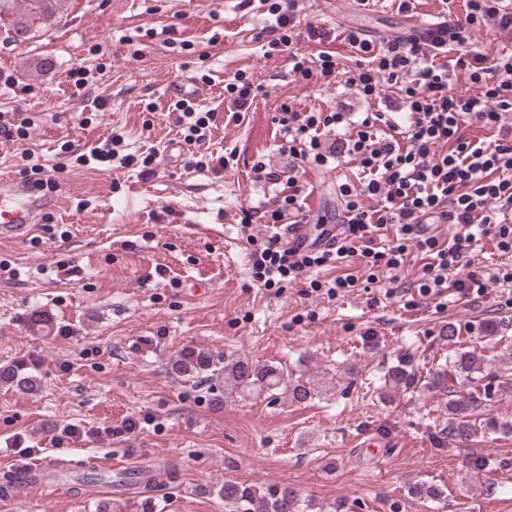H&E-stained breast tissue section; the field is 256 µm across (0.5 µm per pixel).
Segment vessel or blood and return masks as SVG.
I'll return each mask as SVG.
<instances>
[{
    "mask_svg": "<svg viewBox=\"0 0 512 512\" xmlns=\"http://www.w3.org/2000/svg\"><path fill=\"white\" fill-rule=\"evenodd\" d=\"M406 26L420 35L421 39L433 42L444 35L445 24L441 21L425 22L410 16ZM47 206L44 199L31 194L27 182L20 178H11L0 185V239L22 240L30 237L38 222L39 215ZM83 462L76 460L61 461L50 458L37 468H21L10 471L4 479L6 486L11 488L32 489L40 493L50 494L57 491V484L47 479L50 471L84 470Z\"/></svg>",
    "mask_w": 512,
    "mask_h": 512,
    "instance_id": "1",
    "label": "vessel or blood"
}]
</instances>
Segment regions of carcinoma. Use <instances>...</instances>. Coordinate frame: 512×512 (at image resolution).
<instances>
[{
    "label": "carcinoma",
    "instance_id": "obj_1",
    "mask_svg": "<svg viewBox=\"0 0 512 512\" xmlns=\"http://www.w3.org/2000/svg\"><path fill=\"white\" fill-rule=\"evenodd\" d=\"M15 0H0V15L12 13L10 30L28 40L38 27L51 24L63 8L64 0H24L25 7L19 13L14 11ZM488 364L484 351L475 348L458 353L450 362L448 374L468 380L466 392L448 403V438L459 443L475 440L478 433H512V424H486L480 420L479 411L489 396L488 387L480 384L473 373L482 371ZM170 370L185 380L221 378L242 398L260 395L286 385L288 400L303 403L317 395V387L299 376L284 383L283 373L271 365H255L244 360L227 364L214 354L199 348L187 346L170 360ZM384 387L395 392L410 390L417 385V374L413 362L405 359L397 361L386 371ZM0 385L21 392H34L39 387L35 375V364L29 360H19L0 366ZM224 505L230 512H301V504L291 489L268 485L258 488L248 483L226 481L218 490Z\"/></svg>",
    "mask_w": 512,
    "mask_h": 512
}]
</instances>
